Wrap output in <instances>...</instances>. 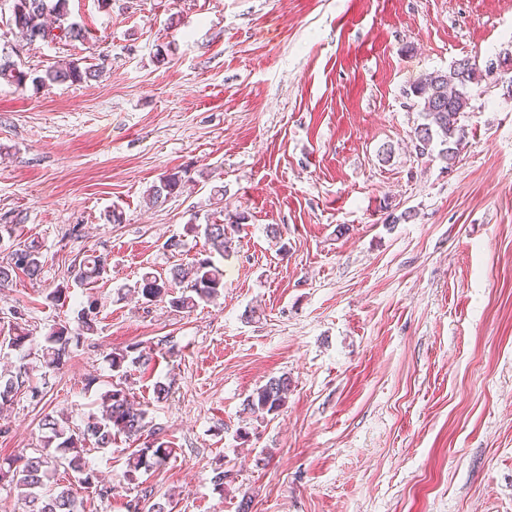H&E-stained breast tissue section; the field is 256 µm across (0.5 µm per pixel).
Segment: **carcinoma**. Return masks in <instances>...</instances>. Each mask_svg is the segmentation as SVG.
Returning <instances> with one entry per match:
<instances>
[{"instance_id":"cac0c4a2","label":"carcinoma","mask_w":512,"mask_h":512,"mask_svg":"<svg viewBox=\"0 0 512 512\" xmlns=\"http://www.w3.org/2000/svg\"><path fill=\"white\" fill-rule=\"evenodd\" d=\"M12 12L7 24L15 27L24 38L32 39L54 27L58 33L53 38L69 42L85 41L86 30L70 18L69 0H11ZM475 64L463 59L460 65H451L446 71H434L417 79L406 91L420 108L423 122L413 131L412 140L416 154L430 157L433 152L453 166L464 148L466 132L460 117L470 105L469 89L475 84ZM100 75L96 65L83 66L77 60H64L32 76L11 55H0V82L16 88L32 83L36 88L54 84L82 83ZM442 149L435 150L436 146ZM183 179L180 172H170L159 179L149 190V201L163 203L181 191ZM203 235L211 251L223 258L230 256L232 240L228 237V225L206 223ZM20 255L10 254L0 263V288L19 273L36 281L42 274V255L33 241L17 244ZM106 259L89 256L73 266L72 281L82 289L85 301L77 311V322L81 333L91 334L97 330L99 301L92 291L104 280ZM224 290V270L210 258L195 260L189 264H176L170 276L159 279L145 274L135 282L133 291L148 303H166L176 309H193L200 304L215 302ZM15 333L8 346L14 350L38 346L53 367L63 365L70 343L80 341V336L69 335L65 326L53 327L37 341L33 332L22 326L23 314L16 316ZM154 359V349L133 345L110 356L112 371L127 373L132 366H148ZM29 380V369L20 363L12 370L0 372V404L11 403L20 389ZM290 380L286 376L271 377L246 399L244 410L251 413L276 414L284 406ZM146 410L135 403L128 390L116 384L101 395L100 415L88 420L85 428L71 425L68 418L57 419L46 416L47 430L43 448L34 449L30 455H21V465L14 467L11 482L26 501L28 512H82L83 502L73 493L71 485L61 483L59 470L74 473V479L84 485H92L93 471L86 468L87 441H93V449L107 450L124 437L142 436L146 427ZM173 454V442L164 430L157 427L149 434L144 446L136 449L126 461L124 477L132 483L141 469L162 465Z\"/></svg>"}]
</instances>
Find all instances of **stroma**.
Returning <instances> with one entry per match:
<instances>
[{
    "instance_id": "stroma-1",
    "label": "stroma",
    "mask_w": 512,
    "mask_h": 512,
    "mask_svg": "<svg viewBox=\"0 0 512 512\" xmlns=\"http://www.w3.org/2000/svg\"><path fill=\"white\" fill-rule=\"evenodd\" d=\"M71 19L86 41L19 61L99 78L0 83V225L43 261L0 290V370L26 361L42 391L0 412V463L41 447L45 415L84 426L110 354L139 343L154 359L122 385L175 450L134 484L125 442L89 452L114 490L79 489L84 512L147 490L170 512H512V95L472 86L450 168L416 157L406 95L456 60L512 56V0H71ZM178 170L182 191L149 204ZM221 213L245 216L222 297L190 312L122 297L208 256L189 227ZM91 254L109 263L96 332L57 369L10 349L13 310L38 336L74 324L80 290L46 295ZM282 375L278 414L244 412Z\"/></svg>"
}]
</instances>
